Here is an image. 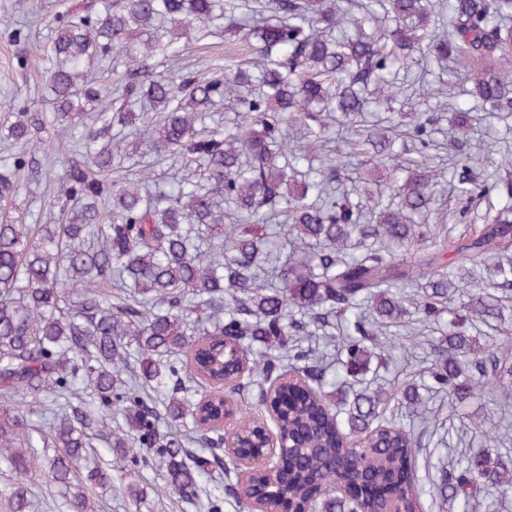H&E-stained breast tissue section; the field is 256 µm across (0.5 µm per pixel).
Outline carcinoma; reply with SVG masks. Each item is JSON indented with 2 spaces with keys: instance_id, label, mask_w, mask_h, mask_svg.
<instances>
[{
  "instance_id": "carcinoma-1",
  "label": "carcinoma",
  "mask_w": 512,
  "mask_h": 512,
  "mask_svg": "<svg viewBox=\"0 0 512 512\" xmlns=\"http://www.w3.org/2000/svg\"><path fill=\"white\" fill-rule=\"evenodd\" d=\"M91 0L54 15L46 76L51 122L84 129L80 149L62 159L60 192L67 201L54 224L0 222V461L21 477L11 491L13 512H36L27 477L36 448H60L46 479L65 512H92L75 482L90 460L92 437L104 435L119 468L166 466V489L206 512H221V495L207 489L206 452L224 443L218 426L197 415L201 399L185 378L220 386L237 370L224 361V326L249 373L262 382L293 361L304 386L280 389L279 428L290 448L283 471L271 479L273 504L295 509L307 490L329 483L340 469L356 483L368 512L393 495L406 512L421 506L415 434L377 424L390 394L364 388L339 419L324 387L364 375L385 357V321L410 305L424 324L439 325L441 339L428 371L433 393L448 395L453 413L482 390L512 401V336H470L466 324L505 322L501 297L466 277L495 263L512 284V159L484 163L448 146L461 170L457 194L485 204L484 228L454 250L430 244L426 219L438 174L429 167H393L394 208L367 212L338 192L342 157L326 150L341 128L354 136L347 156L370 152L399 156L401 137L415 151L437 147L438 118L398 99L393 72L444 61L473 85L489 112L512 113V0ZM234 27L257 62L224 63L221 72L182 66L184 38L195 30ZM174 72L155 73L154 59ZM229 102L231 124L211 120L214 106ZM376 106L390 114L386 129L359 128ZM7 137L23 151L0 158V200L20 189L19 173L34 171L45 153L40 120L16 101ZM149 134L145 149L157 161L178 158L187 173L170 182L154 178L153 165L127 169L124 142ZM318 167H313L315 159ZM405 178H400L402 172ZM232 223L224 224L225 211ZM284 227L288 263L276 269L280 285L260 279L262 263L280 249L265 232ZM122 292L112 294V289ZM335 320L343 327L344 359L335 378L302 349L312 325ZM135 351L142 384L119 378ZM193 364L182 376L179 355ZM55 403L48 435L30 424L31 400ZM400 403L423 404L418 384L399 390ZM127 430L110 432L112 413ZM87 480L112 488V473L98 465ZM477 484L512 494V470L497 449L470 450L429 489L471 512Z\"/></svg>"
}]
</instances>
